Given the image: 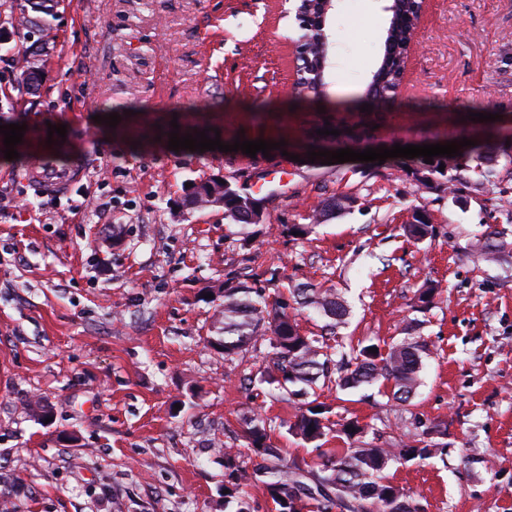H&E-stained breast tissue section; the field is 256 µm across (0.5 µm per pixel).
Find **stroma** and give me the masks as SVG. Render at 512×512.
Here are the masks:
<instances>
[{"label":"stroma","instance_id":"35a3bbf8","mask_svg":"<svg viewBox=\"0 0 512 512\" xmlns=\"http://www.w3.org/2000/svg\"><path fill=\"white\" fill-rule=\"evenodd\" d=\"M389 3L333 0L327 110L360 112ZM52 24L37 93L0 50V114L25 125L29 156L86 168L70 193L45 195L0 155V512H225L224 451L243 447L255 413L317 470L289 431L296 401L260 381L265 346L227 359L207 342L237 275L273 296L301 282L336 289L349 314L331 346L388 344L416 321L429 344L416 396L328 380L330 424L358 418L363 443L397 447L444 424L447 456L393 463L389 479L425 512H512V254L490 264L471 250L491 228L512 238V181L478 187L474 159L454 195L374 161L296 162L317 107L293 89L297 23L278 0H61ZM414 40L375 146L482 138L478 113L512 126V0H426ZM52 124L65 137H49ZM175 124L288 153L173 151ZM260 169L285 181L262 194L265 224L186 204L189 184L249 189ZM333 194L356 201L307 239L283 233ZM418 206L436 235L414 242L402 226ZM428 280L437 303L414 311Z\"/></svg>","mask_w":512,"mask_h":512}]
</instances>
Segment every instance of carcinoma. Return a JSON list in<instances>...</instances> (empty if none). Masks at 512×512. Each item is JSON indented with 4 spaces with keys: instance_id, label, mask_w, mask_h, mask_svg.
<instances>
[{
    "instance_id": "1",
    "label": "carcinoma",
    "mask_w": 512,
    "mask_h": 512,
    "mask_svg": "<svg viewBox=\"0 0 512 512\" xmlns=\"http://www.w3.org/2000/svg\"><path fill=\"white\" fill-rule=\"evenodd\" d=\"M60 0H24L19 12L9 6V13L0 18V26L8 25L27 31L31 44L17 49L16 63L24 80H33L29 88L38 87L44 71V50L56 35L52 19ZM295 13L298 24L297 45L308 48V58H298L297 94L319 101L327 85L330 66L328 56L319 55L317 48L325 30L314 24L323 11V0H299ZM422 9L421 0H393L382 58L373 72L376 85L368 86L365 98L375 100L382 107L395 101L406 68L405 46L412 36ZM352 142L350 138L335 140L307 139L310 150H333L336 146ZM448 164V158H433L427 164L423 157L413 159L394 158L397 168L410 167L415 180L427 189L442 187L452 192L463 183V168L454 166L455 174L439 170ZM239 189L230 186L224 190V218L232 224L251 225L249 213L237 201ZM349 195L330 197L324 202L313 221L318 223L350 207ZM425 207L414 209V222L403 225L405 235L415 241L435 236L434 225L424 222L420 215ZM473 250L485 261L495 262L506 251L512 252V242L491 231L476 239ZM224 301L221 319L210 330L212 348L232 357L256 345L267 344L273 363V371L261 377L260 382L284 390L290 397H299L302 404L290 426L292 432L304 442L320 447V441L328 435L325 420L328 408L311 391L320 378L338 374L336 385L342 390H356L379 381L389 385V393L402 403L416 395L422 370V359L428 355L427 341L420 335L407 331L406 336L392 344L387 353L371 352L377 347L372 341L357 345H340L339 359H333L330 346L317 336L300 333L295 318L288 314V302L270 305L265 290L253 287L245 281L228 278L224 281ZM437 288L427 284L418 290L414 309L428 310L434 304ZM293 301L312 308L328 320L326 327L335 331L343 323L346 308L342 300L330 289L298 284L291 290ZM365 431L356 419H350L336 430L346 439L347 447L321 454V476L311 480L302 462L294 458L287 462L283 449L276 447L267 428V420L255 413L244 418L243 437L248 451L262 459V463L249 469L238 461L239 453L224 452L225 480L224 505L234 506V512H257L244 487L261 485L273 512H303L311 500L317 501L316 512H421L423 506L403 488L385 475L394 461L421 462L446 454L444 442L447 428L435 423L427 428L413 444L401 448L384 445L361 446L354 442Z\"/></svg>"
}]
</instances>
